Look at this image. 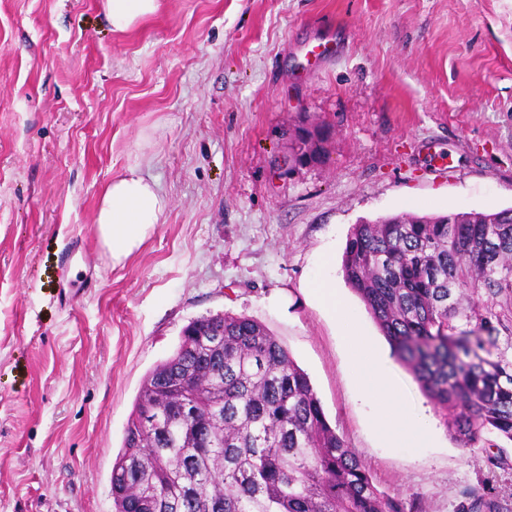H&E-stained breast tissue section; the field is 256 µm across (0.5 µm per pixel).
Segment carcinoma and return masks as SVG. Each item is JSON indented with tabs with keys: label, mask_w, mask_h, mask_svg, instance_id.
<instances>
[{
	"label": "carcinoma",
	"mask_w": 512,
	"mask_h": 512,
	"mask_svg": "<svg viewBox=\"0 0 512 512\" xmlns=\"http://www.w3.org/2000/svg\"><path fill=\"white\" fill-rule=\"evenodd\" d=\"M297 136L298 159L320 150ZM393 352L444 415L451 439L480 449L494 468L512 464V209L402 213L353 225L342 257ZM171 357L143 379L112 465L115 512H164L192 487L183 512H425L379 491L362 460L327 421L306 373L267 328L226 313L184 329ZM187 381L201 412L220 403L213 447L190 425L152 422L162 382ZM463 512H500L496 497L467 493Z\"/></svg>",
	"instance_id": "cac0c4a2"
}]
</instances>
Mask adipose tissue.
I'll use <instances>...</instances> for the list:
<instances>
[{
	"mask_svg": "<svg viewBox=\"0 0 512 512\" xmlns=\"http://www.w3.org/2000/svg\"><path fill=\"white\" fill-rule=\"evenodd\" d=\"M159 0H102V10L113 30L125 32L159 10ZM167 202L157 182L145 172L142 159H134L103 190L94 216L101 246L113 264L123 263L163 223ZM317 299L336 317L342 336L354 349L355 376L362 399L374 403L378 420L389 437L415 447L422 444L425 428L406 417L386 382L376 355L366 346L361 324L340 305L327 274L313 283Z\"/></svg>",
	"mask_w": 512,
	"mask_h": 512,
	"instance_id": "1",
	"label": "adipose tissue"
}]
</instances>
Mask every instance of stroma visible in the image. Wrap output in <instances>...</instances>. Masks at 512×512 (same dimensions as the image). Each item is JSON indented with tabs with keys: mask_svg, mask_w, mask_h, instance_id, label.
Returning a JSON list of instances; mask_svg holds the SVG:
<instances>
[{
	"mask_svg": "<svg viewBox=\"0 0 512 512\" xmlns=\"http://www.w3.org/2000/svg\"><path fill=\"white\" fill-rule=\"evenodd\" d=\"M331 30L342 51L310 66ZM305 128L321 150L297 163ZM139 153L167 212L116 266L93 217ZM510 207L512 0H161L126 32L99 0H0V512H114L145 375L216 313L278 339L381 491L512 512V470L453 443L341 269L360 221ZM325 255L425 447L358 399L307 287ZM466 495L470 501L462 505V512H500V505L495 496L477 491Z\"/></svg>",
	"mask_w": 512,
	"mask_h": 512,
	"instance_id": "stroma-1",
	"label": "stroma"
}]
</instances>
